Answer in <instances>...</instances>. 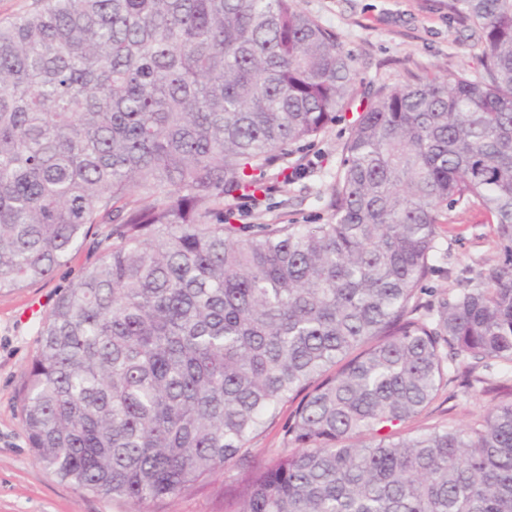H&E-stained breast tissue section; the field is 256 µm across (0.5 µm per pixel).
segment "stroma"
Wrapping results in <instances>:
<instances>
[{"instance_id": "35a3bbf8", "label": "stroma", "mask_w": 512, "mask_h": 512, "mask_svg": "<svg viewBox=\"0 0 512 512\" xmlns=\"http://www.w3.org/2000/svg\"><path fill=\"white\" fill-rule=\"evenodd\" d=\"M301 10L331 28L352 58L355 103L307 144L288 146L259 206L242 212L230 199L225 213L236 224H323L344 145L362 106L384 86L462 72L482 74L483 46L448 11V0H298ZM102 253L93 240L72 252L46 279L0 291V512H131L124 500L80 494L45 471L29 447L21 419L26 371L36 355L39 330L58 297ZM500 258L495 226L474 203L445 212L438 229L430 273L421 297L440 301L466 281H479ZM488 403L444 387L426 414L410 421L418 429L453 419L467 423ZM237 476L229 468L174 500L149 504L147 512H224V490Z\"/></svg>"}]
</instances>
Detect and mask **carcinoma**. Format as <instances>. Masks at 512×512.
<instances>
[{"mask_svg":"<svg viewBox=\"0 0 512 512\" xmlns=\"http://www.w3.org/2000/svg\"><path fill=\"white\" fill-rule=\"evenodd\" d=\"M484 75L383 88L325 224L237 225L291 144L352 99L351 57L297 0H39L0 21V291L56 301L21 418L50 474L146 505L240 468L239 512H512V0H448ZM472 201L500 261L420 301L439 216ZM465 374L467 424L405 433ZM294 402L285 448L248 442Z\"/></svg>","mask_w":512,"mask_h":512,"instance_id":"cac0c4a2","label":"carcinoma"}]
</instances>
